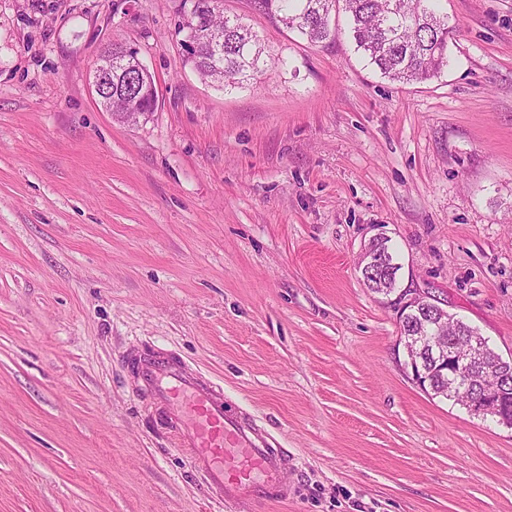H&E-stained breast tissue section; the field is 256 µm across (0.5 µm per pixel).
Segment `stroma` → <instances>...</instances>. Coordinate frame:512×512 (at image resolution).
<instances>
[{
    "label": "stroma",
    "mask_w": 512,
    "mask_h": 512,
    "mask_svg": "<svg viewBox=\"0 0 512 512\" xmlns=\"http://www.w3.org/2000/svg\"><path fill=\"white\" fill-rule=\"evenodd\" d=\"M448 66L383 78L345 15L313 44L254 0L272 60L224 89L184 63L181 0H0V512H234L122 362L165 350L294 458L256 512H512V428L424 391L358 270L512 355V0H442ZM135 47L151 114L92 86ZM106 62V65H97L92 76V85L95 93L103 105L111 112H137L139 115L145 112L146 114L153 112L154 106L150 110L148 104L144 105L140 103L137 108H134L120 98L114 99V93L116 91L112 92V56H110ZM386 239V237L381 236H375L372 240L368 243L367 246H365L364 251L362 253V256L359 261V270L361 272L362 280L367 287L369 284L372 285L371 282H369V277L373 276L376 271H378L380 268L386 266L388 259L386 255L380 250L377 249L375 244H377L379 241ZM389 240L386 239L379 243V248L388 253L389 255L392 254L391 247L389 246Z\"/></svg>",
    "instance_id": "35a3bbf8"
}]
</instances>
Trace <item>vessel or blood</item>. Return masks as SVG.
Instances as JSON below:
<instances>
[{
  "label": "vessel or blood",
  "instance_id": "obj_1",
  "mask_svg": "<svg viewBox=\"0 0 512 512\" xmlns=\"http://www.w3.org/2000/svg\"><path fill=\"white\" fill-rule=\"evenodd\" d=\"M135 377L176 448L209 491L236 512L288 500V452L246 411L228 410L224 392L175 358L129 353Z\"/></svg>",
  "mask_w": 512,
  "mask_h": 512
}]
</instances>
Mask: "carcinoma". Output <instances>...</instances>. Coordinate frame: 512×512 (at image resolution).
<instances>
[{
  "label": "carcinoma",
  "instance_id": "1",
  "mask_svg": "<svg viewBox=\"0 0 512 512\" xmlns=\"http://www.w3.org/2000/svg\"><path fill=\"white\" fill-rule=\"evenodd\" d=\"M192 17L224 35V55L216 59L208 43L188 49L185 63L204 81L242 86L263 73L271 56L258 34L240 17L208 9L209 0H188ZM357 50L381 75L394 82H426L448 67V14L436 10L438 0H343ZM259 7L286 28L312 43L334 36L330 14L336 0H258ZM431 392L461 405L465 397L448 392V381L433 375Z\"/></svg>",
  "mask_w": 512,
  "mask_h": 512
}]
</instances>
